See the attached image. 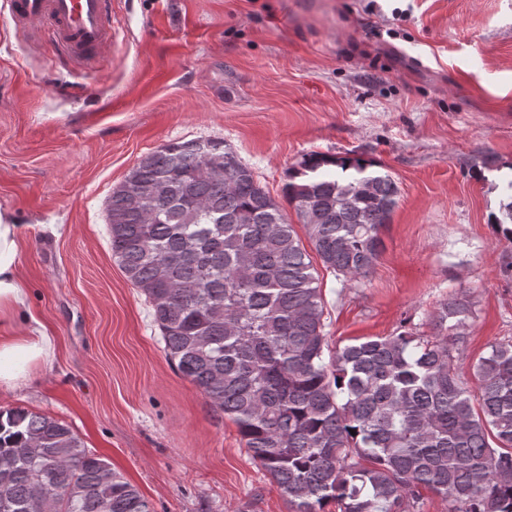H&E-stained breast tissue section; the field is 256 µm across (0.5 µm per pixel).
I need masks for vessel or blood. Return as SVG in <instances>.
<instances>
[{"instance_id":"obj_1","label":"vessel or blood","mask_w":512,"mask_h":512,"mask_svg":"<svg viewBox=\"0 0 512 512\" xmlns=\"http://www.w3.org/2000/svg\"><path fill=\"white\" fill-rule=\"evenodd\" d=\"M7 23L33 51L42 47L43 28H50L56 51L86 67L116 35L112 0H10Z\"/></svg>"}]
</instances>
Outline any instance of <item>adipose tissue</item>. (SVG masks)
I'll use <instances>...</instances> for the list:
<instances>
[{
  "label": "adipose tissue",
  "mask_w": 512,
  "mask_h": 512,
  "mask_svg": "<svg viewBox=\"0 0 512 512\" xmlns=\"http://www.w3.org/2000/svg\"><path fill=\"white\" fill-rule=\"evenodd\" d=\"M20 227L0 215V327L25 306L28 287L17 269L21 254ZM54 342L41 323L22 336H0V391H11L40 367L51 365Z\"/></svg>",
  "instance_id": "obj_1"
}]
</instances>
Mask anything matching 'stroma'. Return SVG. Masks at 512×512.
Returning a JSON list of instances; mask_svg holds the SVG:
<instances>
[{
    "instance_id": "35a3bbf8",
    "label": "stroma",
    "mask_w": 512,
    "mask_h": 512,
    "mask_svg": "<svg viewBox=\"0 0 512 512\" xmlns=\"http://www.w3.org/2000/svg\"><path fill=\"white\" fill-rule=\"evenodd\" d=\"M118 38L88 70L29 52L0 0V212L20 224L28 307L52 367L0 394L70 426L153 512H289L237 426L168 360L146 296L112 255L108 201L138 160L227 142L275 200L303 155L353 151L398 204L368 278L319 269L330 346L433 335L471 313L463 379L512 344V0H112Z\"/></svg>"
}]
</instances>
